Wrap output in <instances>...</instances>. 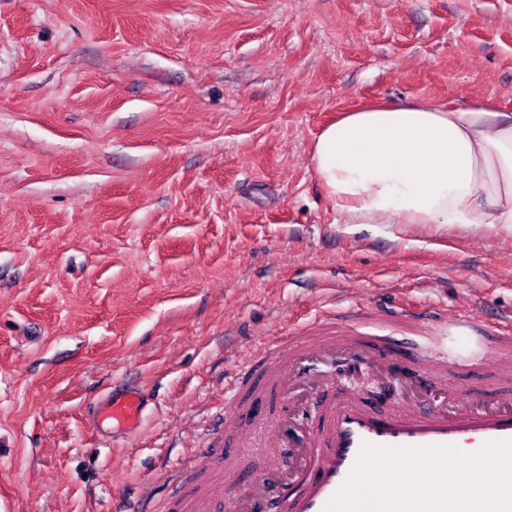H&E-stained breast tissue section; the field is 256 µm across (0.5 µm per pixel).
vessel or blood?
Returning a JSON list of instances; mask_svg holds the SVG:
<instances>
[{"instance_id": "1", "label": "vessel or blood", "mask_w": 512, "mask_h": 512, "mask_svg": "<svg viewBox=\"0 0 512 512\" xmlns=\"http://www.w3.org/2000/svg\"><path fill=\"white\" fill-rule=\"evenodd\" d=\"M404 336L397 349L395 336ZM443 336H469L475 343L467 356H448L438 349ZM367 348L376 358L411 368L417 375L445 386L442 400L424 407L414 401L400 403L387 413L376 411L360 397L322 398L324 384L314 374L315 363L339 351ZM479 368L491 375L494 397L490 403L461 398L449 386V372ZM261 380L266 410L244 418L238 395ZM306 382V398L321 399L319 427L301 437L284 438L273 432L278 468L291 471L298 493L278 490L269 494L270 479L256 485L268 512H324L333 495L348 478L363 444L384 447L452 445L464 452L477 451L484 443L512 439V332L470 315L448 317L409 315L402 320L367 311L359 318L335 324L315 318L297 335L283 336L272 351L250 355L224 403L225 427L254 428L276 420V403L287 398L297 382ZM148 391L136 386L105 404L101 421L114 430H134Z\"/></svg>"}]
</instances>
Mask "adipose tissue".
I'll return each instance as SVG.
<instances>
[{
	"mask_svg": "<svg viewBox=\"0 0 512 512\" xmlns=\"http://www.w3.org/2000/svg\"><path fill=\"white\" fill-rule=\"evenodd\" d=\"M310 160L342 223L512 231V113L367 106L326 127Z\"/></svg>",
	"mask_w": 512,
	"mask_h": 512,
	"instance_id": "obj_1",
	"label": "adipose tissue"
}]
</instances>
